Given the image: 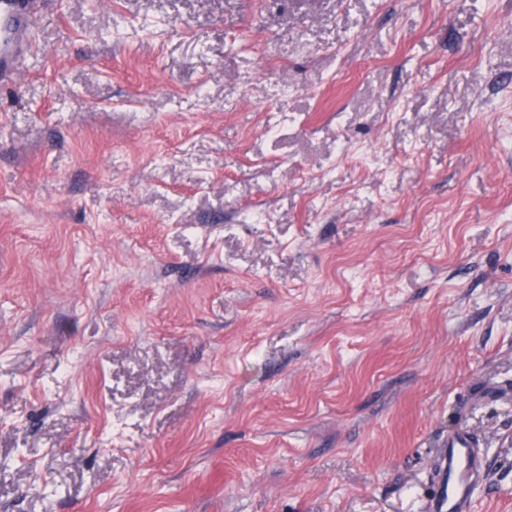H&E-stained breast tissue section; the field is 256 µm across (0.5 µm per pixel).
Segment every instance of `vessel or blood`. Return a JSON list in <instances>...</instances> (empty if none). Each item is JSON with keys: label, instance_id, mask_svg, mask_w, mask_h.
<instances>
[{"label": "vessel or blood", "instance_id": "b4317fda", "mask_svg": "<svg viewBox=\"0 0 512 512\" xmlns=\"http://www.w3.org/2000/svg\"><path fill=\"white\" fill-rule=\"evenodd\" d=\"M35 6L36 0H0V84L17 78ZM488 475L478 440L464 430L450 433L433 454L424 512H471L474 488Z\"/></svg>", "mask_w": 512, "mask_h": 512}]
</instances>
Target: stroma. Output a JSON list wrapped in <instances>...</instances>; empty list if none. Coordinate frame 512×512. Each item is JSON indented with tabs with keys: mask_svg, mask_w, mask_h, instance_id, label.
<instances>
[{
	"mask_svg": "<svg viewBox=\"0 0 512 512\" xmlns=\"http://www.w3.org/2000/svg\"><path fill=\"white\" fill-rule=\"evenodd\" d=\"M0 85V512H512V0H37ZM478 447L479 441L464 430L450 433L440 442L433 454L431 490L423 511L471 512L474 488L489 475Z\"/></svg>",
	"mask_w": 512,
	"mask_h": 512,
	"instance_id": "1",
	"label": "stroma"
}]
</instances>
